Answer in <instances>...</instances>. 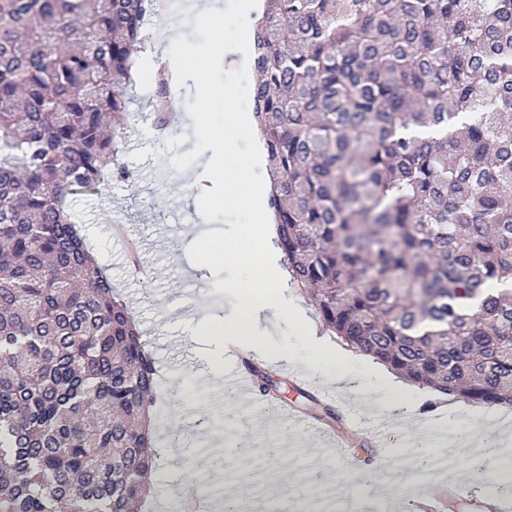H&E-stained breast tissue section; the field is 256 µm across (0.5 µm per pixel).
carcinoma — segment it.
<instances>
[{"label":"carcinoma","mask_w":512,"mask_h":512,"mask_svg":"<svg viewBox=\"0 0 512 512\" xmlns=\"http://www.w3.org/2000/svg\"><path fill=\"white\" fill-rule=\"evenodd\" d=\"M149 0H0V512H134L156 367L78 229ZM252 112L292 284L404 380L512 402V0H266ZM155 75V127L173 111Z\"/></svg>","instance_id":"1"}]
</instances>
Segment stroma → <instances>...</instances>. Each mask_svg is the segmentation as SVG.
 <instances>
[{"mask_svg": "<svg viewBox=\"0 0 512 512\" xmlns=\"http://www.w3.org/2000/svg\"><path fill=\"white\" fill-rule=\"evenodd\" d=\"M222 2L224 15L217 25L202 26L191 15L183 17V41L169 51L179 73V92L165 133L155 130L145 94L146 84L153 81V66L141 68L132 86L134 120L120 157L132 183L112 181L99 193L72 201L82 235L135 315L159 371L154 414L163 449L157 471L163 479L144 512H188L170 494L188 479L219 497L253 479L258 496L239 504V512H263L269 498L293 503L301 496L315 504H338L342 512H354L359 498L374 493L403 504L409 489L385 483L383 475L409 468L414 485H426L437 454L424 435L429 408H436L437 425L446 434L462 436L475 425L489 434L501 423L512 425V406L495 407L488 419L479 406L455 404L448 396L435 394L410 421L397 420L387 412L388 398L375 380L365 376L352 385H329L326 376L336 370V363L304 342L289 323L272 328L266 342L281 350L300 347L298 361L253 356L280 380V407L263 402L243 406L233 381H224L218 393L209 382L211 374L223 373L226 363L213 361L215 344L210 337L197 335L196 326L208 316L229 312L233 300L225 283L237 275L238 265L203 268L190 280L184 272L195 264L206 240L221 236L227 223L248 225L250 216L245 210L225 212L220 200L212 203L209 213H196L193 206L182 204L181 188L201 171L189 152L196 120L208 113L242 111L248 100L241 90L225 93L222 70L207 71L208 82L215 86L208 95L183 69L186 52L226 39L232 32L251 36V29L240 25L245 15L238 7L240 0ZM160 156L168 162V173L155 166ZM328 387L335 395L333 420L306 407L307 395L322 396ZM319 426L341 436L345 450L326 446L315 432ZM215 428L224 432L218 458L207 443ZM497 457L490 448L465 449L448 471L444 494H452L463 482L493 483Z\"/></svg>", "mask_w": 512, "mask_h": 512, "instance_id": "35a3bbf8", "label": "stroma"}]
</instances>
